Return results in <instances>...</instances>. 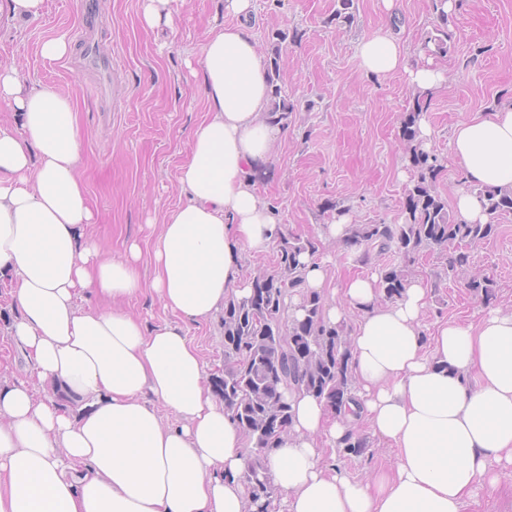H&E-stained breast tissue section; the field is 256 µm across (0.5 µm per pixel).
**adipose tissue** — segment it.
Here are the masks:
<instances>
[{"mask_svg":"<svg viewBox=\"0 0 512 512\" xmlns=\"http://www.w3.org/2000/svg\"><path fill=\"white\" fill-rule=\"evenodd\" d=\"M224 10L236 22L201 47L206 113L188 135L182 200L162 220L148 282L138 243L108 258L86 232L95 215L73 100L0 65V102L18 117L0 121V278L17 310L7 336L32 363L30 380L0 382V512H246L247 437L184 329L247 292L245 256L282 230L255 179L278 134L264 119L255 0H224ZM407 56L384 26L358 45L364 72L403 71L415 91L438 92L443 71L408 67ZM449 146L464 175L458 220L492 222L472 189L512 188V102L457 124ZM148 290L179 324L144 329L127 305ZM339 293L325 316L354 324L355 400L337 416L289 393L291 428L266 460L272 512H462L476 491L511 478L512 311L439 323L427 347L421 281L393 303L375 273ZM37 383L53 397L37 398ZM361 421L397 450L395 465L365 479L325 463Z\"/></svg>","mask_w":512,"mask_h":512,"instance_id":"ef3b65f1","label":"adipose tissue"}]
</instances>
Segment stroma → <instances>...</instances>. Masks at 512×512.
I'll return each mask as SVG.
<instances>
[{
  "label": "stroma",
  "mask_w": 512,
  "mask_h": 512,
  "mask_svg": "<svg viewBox=\"0 0 512 512\" xmlns=\"http://www.w3.org/2000/svg\"><path fill=\"white\" fill-rule=\"evenodd\" d=\"M339 0H256L250 21L262 58L279 46L284 70L282 95L294 110L284 137L259 182V192L294 234L319 235L341 215L355 224H400L411 185L409 158L401 135L403 116L415 101L406 73L366 76L357 46L381 25L401 31L413 60L427 57L446 75L432 96L427 119L431 150L443 170L436 190L452 201L462 172L449 154L453 127L494 111L512 100V0H461L448 24L446 54L427 42L438 24L432 0H395L386 12L382 0H354L353 21L336 15ZM173 27L148 28L142 0H99L98 50L111 56L112 73L99 87L86 70L77 43L79 0H46L36 23L13 26L0 21V63L15 64L26 83L52 86L71 96L78 110L84 148L83 179L97 216L90 232L112 255L128 242L142 246L141 271L152 274L148 221H162L180 200L178 170L187 155V133L204 114L199 64L209 29L231 24L224 0H173ZM297 32L299 41L277 42L276 32ZM66 35L71 52L49 61L41 46ZM497 234L469 247L470 270L496 283L495 306L512 307V214L497 217ZM358 247L334 241L319 245L335 281L369 275L391 263V255L361 264ZM414 278L429 290L424 333L448 320L474 321L485 306L451 277L444 255L423 252ZM9 280L0 279V375L26 377L28 362L11 344L13 316ZM212 375L224 369V334L219 319L184 325ZM368 448L360 456H333L350 475L363 477L395 460V451L368 425L359 429Z\"/></svg>",
  "instance_id": "35a3bbf8"
}]
</instances>
